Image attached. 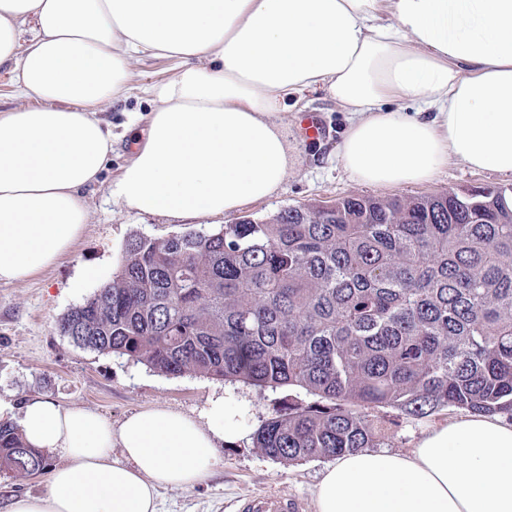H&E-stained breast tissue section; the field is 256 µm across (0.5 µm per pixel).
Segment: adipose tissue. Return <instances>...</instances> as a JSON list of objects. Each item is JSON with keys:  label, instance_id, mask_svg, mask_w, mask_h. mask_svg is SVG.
<instances>
[{"label": "adipose tissue", "instance_id": "ef3b65f1", "mask_svg": "<svg viewBox=\"0 0 512 512\" xmlns=\"http://www.w3.org/2000/svg\"><path fill=\"white\" fill-rule=\"evenodd\" d=\"M177 60L130 116L112 201L182 224L274 196L288 176L289 96L343 109L337 155L369 186L421 184L449 162L512 175V0H0V67L28 107L0 113V282L52 266L89 222L112 156L104 105L132 63ZM151 408L119 425L49 398L23 405L30 447L60 456L41 495L8 512H157L159 489L210 478L239 422ZM316 512H512V422L465 416L410 453L326 465Z\"/></svg>", "mask_w": 512, "mask_h": 512}]
</instances>
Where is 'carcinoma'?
<instances>
[{
	"label": "carcinoma",
	"mask_w": 512,
	"mask_h": 512,
	"mask_svg": "<svg viewBox=\"0 0 512 512\" xmlns=\"http://www.w3.org/2000/svg\"><path fill=\"white\" fill-rule=\"evenodd\" d=\"M58 329L158 373L317 398L260 427L256 448L274 459L370 448L377 408L512 414V189L346 196L212 232L135 234ZM47 468L1 419L0 471Z\"/></svg>",
	"instance_id": "carcinoma-1"
}]
</instances>
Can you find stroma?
I'll list each match as a JSON object with an SVG mask.
<instances>
[{
    "mask_svg": "<svg viewBox=\"0 0 512 512\" xmlns=\"http://www.w3.org/2000/svg\"><path fill=\"white\" fill-rule=\"evenodd\" d=\"M175 71L172 59L143 57L134 61L128 96L103 109L119 139L112 144V158L99 184L87 194L90 222L84 235L69 254L33 278L0 283V401L13 406L10 419L14 422L20 419L23 401L44 397L65 406L93 409L117 424L129 413L156 406L197 416L210 399L231 396L242 407L239 438L220 448V464L203 484L190 491H161L159 512H237L242 497L275 491L288 492L305 503V512H315L314 489L325 459L288 464L267 457L254 445L255 431L287 404V391H262L193 373L158 374L124 357L80 350L57 328L58 319L70 308L111 280L132 235L165 238L187 230L186 225L170 224L158 216L131 213L108 197V185L128 157L127 142L121 137L128 113L147 114L150 104L143 87L167 80ZM310 115L316 116L323 128L314 139L306 138L301 129L302 120ZM344 125L341 109L324 92L303 93L297 105L289 106L284 119L287 180L277 195L246 205L243 215L263 219L289 206L331 202L349 195L411 198L475 186L512 187L511 176L476 171L460 162L449 163L428 183L357 184L336 155ZM89 268L95 269V277H86ZM461 415V410L451 407L425 417L384 410L386 431L376 446L409 451L425 431Z\"/></svg>",
    "mask_w": 512,
    "mask_h": 512,
    "instance_id": "1",
    "label": "stroma"
}]
</instances>
